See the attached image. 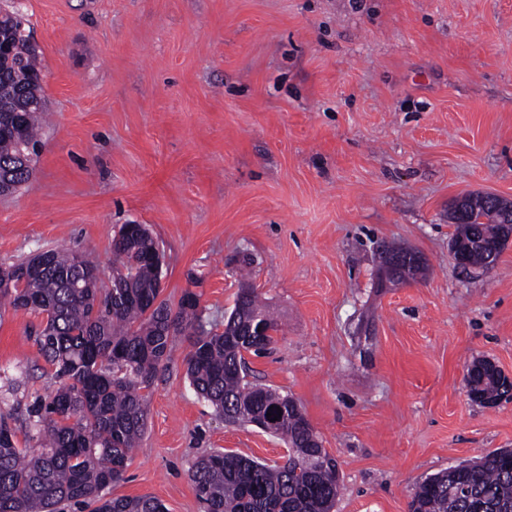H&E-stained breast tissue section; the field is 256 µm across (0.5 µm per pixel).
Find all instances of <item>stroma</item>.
I'll return each mask as SVG.
<instances>
[{"instance_id": "stroma-1", "label": "stroma", "mask_w": 512, "mask_h": 512, "mask_svg": "<svg viewBox=\"0 0 512 512\" xmlns=\"http://www.w3.org/2000/svg\"><path fill=\"white\" fill-rule=\"evenodd\" d=\"M48 112L32 178L0 196V267L44 248L95 261L146 225L162 296L223 323L240 286L280 316L256 383L291 394L339 464L334 512H409L426 476L512 448V400L464 381L512 378V241L466 272L453 198L512 200V0H23ZM384 244L419 251V282L380 287ZM40 316L0 307V413L35 446L46 396ZM177 337L145 435L105 497L204 512L189 471L212 450L268 464L284 442L230 426L185 375ZM465 381L469 396L474 401L482 403L485 395L494 393L498 400L512 398V383L489 361L474 360L467 366ZM498 400L488 398L483 403L494 405Z\"/></svg>"}]
</instances>
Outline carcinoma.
<instances>
[{"mask_svg":"<svg viewBox=\"0 0 512 512\" xmlns=\"http://www.w3.org/2000/svg\"><path fill=\"white\" fill-rule=\"evenodd\" d=\"M0 35L9 41L11 60L0 64V169L11 168L14 185L33 170L17 167L23 144L39 142L38 119L45 107H29L40 91L38 55L28 49L21 21L0 16ZM26 116L24 138L9 129L10 113ZM482 193H468L469 224L449 220L450 247L470 267H484L488 255L473 238L496 234L508 241L512 229L480 222L487 213ZM153 245L149 230L134 237L120 227L112 254L125 274V287L102 279L72 281L75 269L98 265L50 248L49 265L23 281L0 278V303L42 316L36 336L39 354L53 369L54 388L35 410L38 447L19 448L8 418L0 417V512H60L69 502L92 512H165L143 495L106 499L100 492L120 481L147 424L145 391L168 360L173 339L188 337L186 375L194 391L224 415L225 402L243 417L279 418L288 458L268 465L227 451L197 458L189 471L205 512H334L341 490L336 459L322 448L305 412L288 407L295 398L249 380L245 354L275 342L280 323L256 289L236 295L223 329L203 320L197 300L186 292L177 307L160 298L156 274L144 259ZM472 400L487 394L512 398V383L486 360L467 366ZM410 512H512V452L493 451L432 474L416 487Z\"/></svg>","mask_w":512,"mask_h":512,"instance_id":"obj_1","label":"carcinoma"}]
</instances>
